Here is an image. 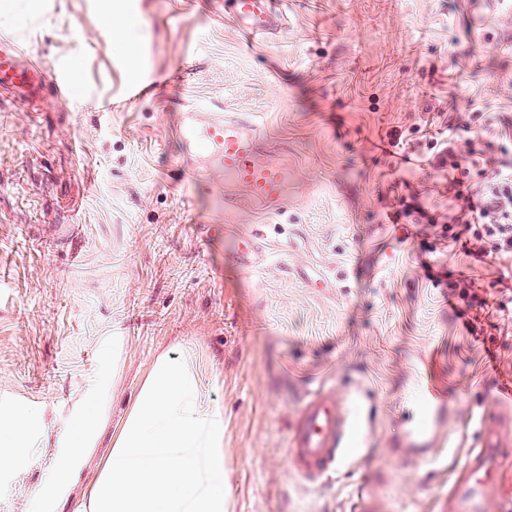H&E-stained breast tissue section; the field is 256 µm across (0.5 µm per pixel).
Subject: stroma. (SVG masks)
<instances>
[{
	"label": "stroma",
	"mask_w": 512,
	"mask_h": 512,
	"mask_svg": "<svg viewBox=\"0 0 512 512\" xmlns=\"http://www.w3.org/2000/svg\"><path fill=\"white\" fill-rule=\"evenodd\" d=\"M274 36L247 44L219 0H0V38L43 66L33 105L0 98V419L31 416L28 450L0 471V512H39L58 435L106 394L123 417L158 353L189 350L224 411L228 512H351L378 481L380 512H439L480 416L512 376V327L472 336L420 266L487 292L512 257L477 265L386 214L418 194L445 223L431 136L470 126L482 189L512 161V8L492 0H288ZM135 25L130 45L111 18ZM69 84L59 95V78ZM151 84L126 104L128 83ZM259 120L295 169L283 217L189 187L178 130L189 105ZM398 131L422 166L379 148ZM253 238L265 265L233 261ZM357 397V465L318 489L287 465L306 396ZM439 403L409 453L418 404Z\"/></svg>",
	"instance_id": "obj_1"
}]
</instances>
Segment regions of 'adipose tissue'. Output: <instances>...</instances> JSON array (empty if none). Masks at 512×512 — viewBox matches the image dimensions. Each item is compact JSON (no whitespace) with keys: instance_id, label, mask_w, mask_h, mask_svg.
<instances>
[{"instance_id":"adipose-tissue-1","label":"adipose tissue","mask_w":512,"mask_h":512,"mask_svg":"<svg viewBox=\"0 0 512 512\" xmlns=\"http://www.w3.org/2000/svg\"><path fill=\"white\" fill-rule=\"evenodd\" d=\"M106 422L105 404L82 411L59 437L68 453L41 494L51 512L64 490L83 484L78 512H227L224 413L205 396L190 354L162 352L112 436L97 469L84 475ZM30 419L0 420V468L27 448Z\"/></svg>"}]
</instances>
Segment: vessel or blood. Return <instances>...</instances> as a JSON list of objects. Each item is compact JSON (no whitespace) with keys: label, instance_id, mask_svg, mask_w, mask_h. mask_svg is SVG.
Segmentation results:
<instances>
[{"label":"vessel or blood","instance_id":"b4317fda","mask_svg":"<svg viewBox=\"0 0 512 512\" xmlns=\"http://www.w3.org/2000/svg\"><path fill=\"white\" fill-rule=\"evenodd\" d=\"M238 28L250 37L267 35L281 9L273 0H234ZM45 86L40 65L21 59L12 40H0V92L38 98ZM187 141L200 157L216 161L218 182H206L211 194L224 200L225 216L243 203L269 215L288 210L289 167L281 158L264 153L255 121L240 115L213 113L204 125L189 122ZM358 422L349 398L338 390L319 389L307 396L296 412L289 436L287 459L306 486H320L334 472L353 464L351 448ZM512 400L493 399L482 414L475 448L467 456L465 473L441 497V512H512Z\"/></svg>","mask_w":512,"mask_h":512}]
</instances>
